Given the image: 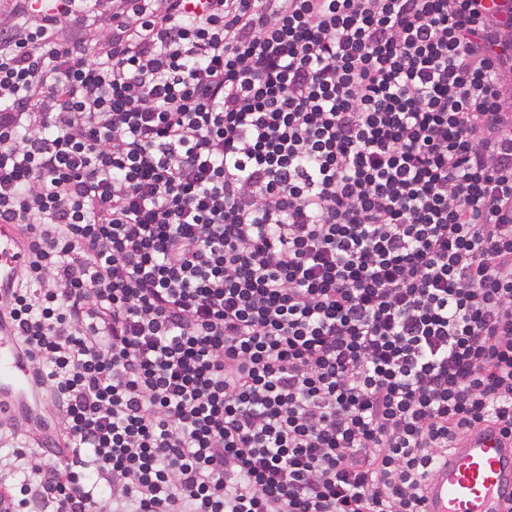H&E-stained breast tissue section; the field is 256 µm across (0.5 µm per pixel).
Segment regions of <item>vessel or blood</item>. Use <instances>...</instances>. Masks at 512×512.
Listing matches in <instances>:
<instances>
[{
  "mask_svg": "<svg viewBox=\"0 0 512 512\" xmlns=\"http://www.w3.org/2000/svg\"><path fill=\"white\" fill-rule=\"evenodd\" d=\"M31 260L30 238L17 224L0 226V295L9 296ZM46 402L34 367L9 317L0 314V422L41 419ZM425 512H512V443L493 428L474 429L453 454L435 461Z\"/></svg>",
  "mask_w": 512,
  "mask_h": 512,
  "instance_id": "1",
  "label": "vessel or blood"
}]
</instances>
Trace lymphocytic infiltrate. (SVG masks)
<instances>
[{"mask_svg": "<svg viewBox=\"0 0 512 512\" xmlns=\"http://www.w3.org/2000/svg\"><path fill=\"white\" fill-rule=\"evenodd\" d=\"M22 2L6 311L72 457L0 512H423L512 441V0ZM0 295H10L31 260L29 233L18 224H0Z\"/></svg>", "mask_w": 512, "mask_h": 512, "instance_id": "lymphocytic-infiltrate-1", "label": "lymphocytic infiltrate"}]
</instances>
